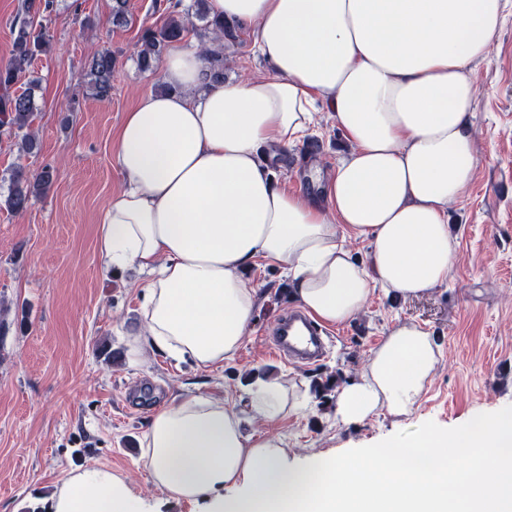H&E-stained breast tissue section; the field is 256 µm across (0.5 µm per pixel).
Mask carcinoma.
<instances>
[{
    "label": "carcinoma",
    "instance_id": "cac0c4a2",
    "mask_svg": "<svg viewBox=\"0 0 512 512\" xmlns=\"http://www.w3.org/2000/svg\"><path fill=\"white\" fill-rule=\"evenodd\" d=\"M53 0H24L21 5L23 17L13 26L12 57L7 67L0 70V131L20 137L19 149L28 154L36 149V136L30 130L33 116L31 91L13 94L11 88L29 73L34 57L48 45V40L32 30L29 17L48 12ZM201 22L200 30L211 33L227 42L237 37L238 24L210 16L207 0H193L192 7L181 13H171L159 26L144 30L137 50L139 64L151 69L160 59L165 46L182 38L187 26L194 21ZM201 51L207 68V76L218 81L224 79V58L221 52L201 44ZM115 58L112 51L101 48L94 52L89 69V90L93 95L106 100L112 96V72ZM54 182V170L45 166L36 173H30L19 166L10 176V187L6 204L14 212L27 208L30 197L46 192Z\"/></svg>",
    "mask_w": 512,
    "mask_h": 512
}]
</instances>
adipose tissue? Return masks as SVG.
<instances>
[{
	"instance_id": "1",
	"label": "adipose tissue",
	"mask_w": 512,
	"mask_h": 512,
	"mask_svg": "<svg viewBox=\"0 0 512 512\" xmlns=\"http://www.w3.org/2000/svg\"><path fill=\"white\" fill-rule=\"evenodd\" d=\"M213 15L253 28L267 77L216 82L198 48L163 61L167 91L142 95L114 139L125 177L97 229L104 275L129 267L143 323L129 338L139 365L165 355L201 369L233 360L257 291L243 279L283 267L318 322L342 324L375 289L404 298L448 279L458 242L448 205L476 167L473 65L488 58L504 0H209ZM334 112L352 144L314 202L278 187L264 148L304 137L318 110ZM370 246L356 260L348 235ZM441 350L415 324L397 326L337 393L347 425L417 408ZM248 407L173 398L153 413L140 463L172 502L204 512H512V414L466 418L378 447L288 461L276 433L253 436L298 400L256 377ZM45 512H148L126 474L81 467L46 497Z\"/></svg>"
}]
</instances>
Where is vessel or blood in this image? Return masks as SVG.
<instances>
[{
	"mask_svg": "<svg viewBox=\"0 0 512 512\" xmlns=\"http://www.w3.org/2000/svg\"><path fill=\"white\" fill-rule=\"evenodd\" d=\"M271 348L284 359L314 364L326 354L325 333L303 310L289 307L273 326Z\"/></svg>",
	"mask_w": 512,
	"mask_h": 512,
	"instance_id": "obj_1",
	"label": "vessel or blood"
}]
</instances>
